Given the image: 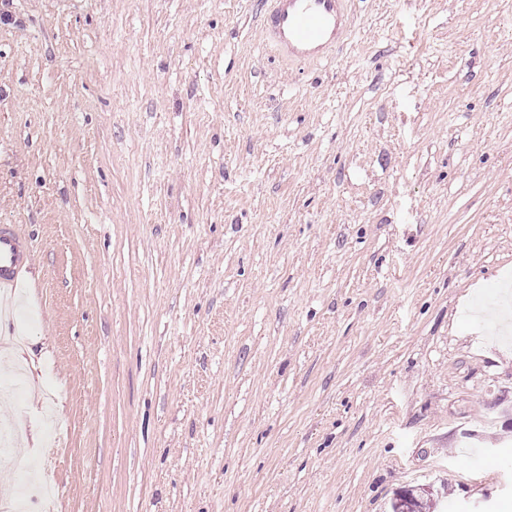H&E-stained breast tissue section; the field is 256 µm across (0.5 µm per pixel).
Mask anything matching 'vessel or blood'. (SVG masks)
<instances>
[{"instance_id": "vessel-or-blood-1", "label": "vessel or blood", "mask_w": 512, "mask_h": 512, "mask_svg": "<svg viewBox=\"0 0 512 512\" xmlns=\"http://www.w3.org/2000/svg\"><path fill=\"white\" fill-rule=\"evenodd\" d=\"M347 22V0H270L260 29L281 57L312 61L335 47ZM27 259L26 243L10 229H0V291L16 287Z\"/></svg>"}]
</instances>
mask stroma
I'll list each match as a JSON object with an SVG mask.
<instances>
[{
	"mask_svg": "<svg viewBox=\"0 0 512 512\" xmlns=\"http://www.w3.org/2000/svg\"><path fill=\"white\" fill-rule=\"evenodd\" d=\"M0 0V304L57 512H512V0ZM347 22V0H270L260 29L281 57L312 61L336 46ZM28 247L13 231L0 229V291H12L27 266Z\"/></svg>",
	"mask_w": 512,
	"mask_h": 512,
	"instance_id": "1",
	"label": "stroma"
}]
</instances>
